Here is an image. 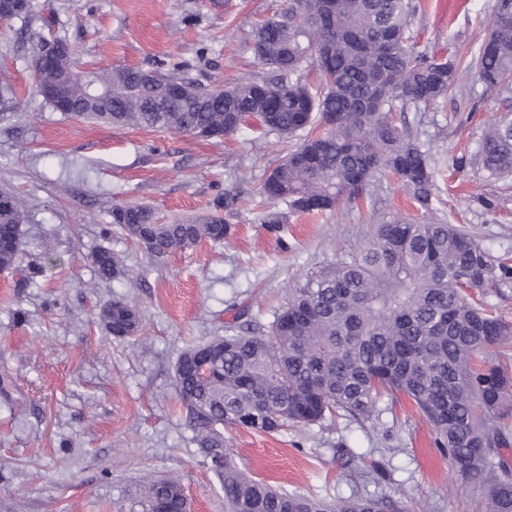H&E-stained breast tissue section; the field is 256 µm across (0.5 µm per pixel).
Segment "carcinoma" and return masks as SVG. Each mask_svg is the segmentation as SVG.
I'll list each match as a JSON object with an SVG mask.
<instances>
[{"mask_svg":"<svg viewBox=\"0 0 512 512\" xmlns=\"http://www.w3.org/2000/svg\"><path fill=\"white\" fill-rule=\"evenodd\" d=\"M412 0H289L253 32L251 49L267 73L232 86L204 85L183 62L168 70L89 69L73 85L66 116L135 125L208 140L254 122L266 135L298 144L265 179L261 194L302 213L330 211L367 194L376 175L403 182L431 206L432 159L389 118L395 104L427 106L456 90L458 62L415 51ZM311 65L321 80H305ZM470 65L490 90L512 91V0H497L491 29ZM334 130L313 134L327 121ZM488 177L512 176V119L479 143ZM239 196L217 197L203 218L164 221L138 203L112 207L111 224L159 260L203 240L224 241ZM20 199L0 190V271L16 266L24 238ZM99 278L129 277L108 250L93 254ZM512 281L509 259L490 254L466 230L404 220L374 225L364 245L342 253L291 290L264 324L245 308L224 335L189 344L175 364L184 422L198 454L217 450L213 470L224 512H405L390 496L327 500L278 491L233 458L224 427L277 434L348 417L369 421L380 402L406 399L434 427L456 472L483 486L486 512H512V372L477 357L512 340V323L471 303L467 291ZM99 320L127 339L140 331L138 309L115 299ZM143 512H190L182 485L151 483Z\"/></svg>","mask_w":512,"mask_h":512,"instance_id":"carcinoma-1","label":"carcinoma"}]
</instances>
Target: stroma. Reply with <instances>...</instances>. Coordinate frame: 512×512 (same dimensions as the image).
Returning <instances> with one entry per match:
<instances>
[{"label": "stroma", "mask_w": 512, "mask_h": 512, "mask_svg": "<svg viewBox=\"0 0 512 512\" xmlns=\"http://www.w3.org/2000/svg\"><path fill=\"white\" fill-rule=\"evenodd\" d=\"M418 2L417 50L460 64L454 95L392 112L438 163L431 208L385 176L372 199L288 214L279 232L258 221L259 189L292 141L252 124L197 140L73 121L34 92L32 75L42 46L62 38L98 68L191 60L188 75L203 84L248 81L264 73L247 48L253 25L288 0H30L29 17L0 22V79L13 87L0 96V188L27 212L17 264L0 272V512H140L149 484L169 477L191 512H224L220 481L179 412V354L223 335L237 309L270 320L291 288L361 246L375 216L459 224L493 256L512 259V178L487 179L474 161L485 130L512 116V93L486 91L467 66L495 0H462L445 26L436 0ZM227 191L245 203L220 244L154 261L110 228L118 203L147 204L173 220L209 213ZM101 248L138 279H99L90 256ZM118 298L142 314L140 332L125 340L99 320ZM381 409L375 421L224 436L242 468L279 490L393 495L408 512H485L482 486L455 471L424 418L404 401ZM340 448L353 452L348 465L336 458Z\"/></svg>", "instance_id": "35a3bbf8"}]
</instances>
